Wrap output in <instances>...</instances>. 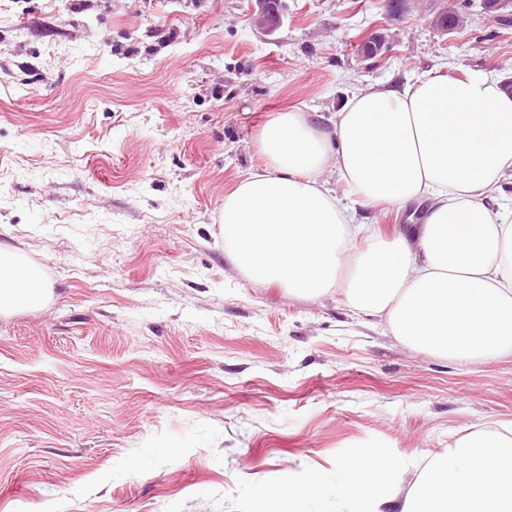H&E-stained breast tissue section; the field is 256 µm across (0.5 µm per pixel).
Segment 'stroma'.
I'll return each instance as SVG.
<instances>
[{
	"mask_svg": "<svg viewBox=\"0 0 512 512\" xmlns=\"http://www.w3.org/2000/svg\"><path fill=\"white\" fill-rule=\"evenodd\" d=\"M459 3L288 0L270 36L249 0H0V245L48 285L0 313V512H251L367 452L405 490L512 426V357L412 350L342 292L253 281L219 224L277 113L329 129L358 88L512 76V6L441 33Z\"/></svg>",
	"mask_w": 512,
	"mask_h": 512,
	"instance_id": "obj_1",
	"label": "stroma"
}]
</instances>
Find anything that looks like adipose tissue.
I'll use <instances>...</instances> for the list:
<instances>
[{"label":"adipose tissue","instance_id":"obj_1","mask_svg":"<svg viewBox=\"0 0 512 512\" xmlns=\"http://www.w3.org/2000/svg\"><path fill=\"white\" fill-rule=\"evenodd\" d=\"M262 172L224 199L229 259L258 282L318 297L342 287L346 303L384 319L405 346L451 359L512 355V96L492 74L425 75L404 87L355 90L332 130L308 113L276 114L258 132ZM349 187L345 204L328 187ZM423 223L368 236L360 205L404 209ZM365 248H356L359 237ZM347 280H340V269ZM39 269L0 247V311L40 304ZM386 462L365 455L335 474L254 491L287 512L338 491L347 512H512V433L476 430L427 456L407 492L383 494Z\"/></svg>","mask_w":512,"mask_h":512}]
</instances>
